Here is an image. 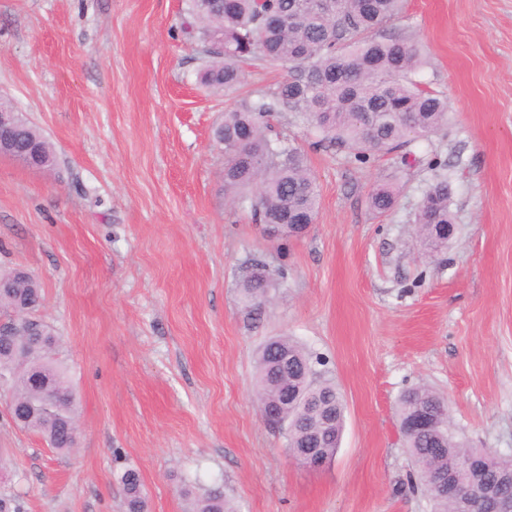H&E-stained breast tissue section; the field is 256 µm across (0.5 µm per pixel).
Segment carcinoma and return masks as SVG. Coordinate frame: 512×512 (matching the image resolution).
<instances>
[{
    "instance_id": "carcinoma-1",
    "label": "carcinoma",
    "mask_w": 512,
    "mask_h": 512,
    "mask_svg": "<svg viewBox=\"0 0 512 512\" xmlns=\"http://www.w3.org/2000/svg\"><path fill=\"white\" fill-rule=\"evenodd\" d=\"M403 0H187L197 23L201 80L228 92L242 80L247 61L287 66L288 74L271 93L240 100L224 113L215 129L224 145V195L249 206L256 224L308 222L317 212V185L304 153L268 134L269 118L291 112L320 135L316 144L345 153L351 163H367L376 153H397L436 132L448 120V103L415 79L424 64L417 45L385 33L402 10ZM35 143L54 156L50 142L26 118L15 131L10 159L25 166V147ZM448 181L437 180L426 191L416 214L417 234L428 253L448 246L443 231L455 224ZM395 203L388 185L371 194L373 209L384 214ZM272 275L255 263L239 283L244 308L253 313L267 299ZM42 289L31 275L17 276L0 290V308L20 314L41 305ZM54 330L45 322L18 331L11 344L0 341V380L11 393L9 411L21 428L41 436L60 454L75 446L78 401L66 367L53 354ZM49 379L47 389L32 376ZM300 389L302 402L284 410L288 455L304 448L310 435L322 431L317 447L333 459L345 422L342 395L330 381H320L305 348L289 336L269 339L256 359L255 396L259 406H277L285 391ZM446 399L427 387L403 393L400 425L418 411L440 415ZM424 493L434 512H482L473 500L466 508L430 489L429 477L457 471L464 444L448 419L432 432L402 430ZM486 479L512 476V457L485 455ZM125 512H147L140 475L122 476ZM188 512H238L224 491L215 487L192 500Z\"/></svg>"
}]
</instances>
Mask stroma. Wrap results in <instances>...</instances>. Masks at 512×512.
<instances>
[{
  "instance_id": "obj_1",
  "label": "stroma",
  "mask_w": 512,
  "mask_h": 512,
  "mask_svg": "<svg viewBox=\"0 0 512 512\" xmlns=\"http://www.w3.org/2000/svg\"><path fill=\"white\" fill-rule=\"evenodd\" d=\"M185 0H0V98L52 143V169L0 157V272L42 285L36 315L80 402L74 451L17 426L0 397V497L19 512H186L222 488L240 512H432L409 483L401 395H443L470 447L512 456V0H406L393 29L448 121L406 154L365 164L274 115L319 188L307 235L271 241L224 196L213 130L284 68L243 67L238 91L201 84ZM448 179L458 230L424 256L414 214ZM388 182L393 209L373 212ZM276 280L247 315L251 263ZM289 336L346 402L341 444L313 470L253 403L255 360ZM126 489L125 511L147 512L146 497L142 490L140 475L136 470L129 469L122 476Z\"/></svg>"
}]
</instances>
